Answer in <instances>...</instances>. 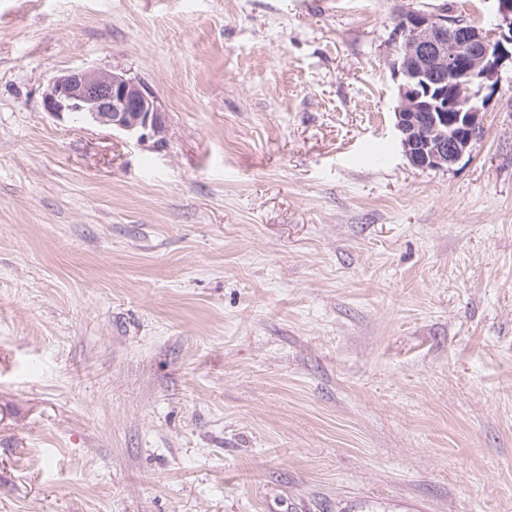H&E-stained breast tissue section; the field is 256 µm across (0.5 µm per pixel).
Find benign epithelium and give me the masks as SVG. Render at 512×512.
<instances>
[{"label":"benign epithelium","mask_w":512,"mask_h":512,"mask_svg":"<svg viewBox=\"0 0 512 512\" xmlns=\"http://www.w3.org/2000/svg\"><path fill=\"white\" fill-rule=\"evenodd\" d=\"M495 2V38L443 14L411 13L399 22L395 127L418 167L455 164L483 134V109L512 65V0ZM43 105L60 120L109 127L138 142H159L165 131L153 92L124 73L65 72L49 84Z\"/></svg>","instance_id":"7a95c632"}]
</instances>
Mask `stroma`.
Returning a JSON list of instances; mask_svg holds the SVG:
<instances>
[{"mask_svg": "<svg viewBox=\"0 0 512 512\" xmlns=\"http://www.w3.org/2000/svg\"><path fill=\"white\" fill-rule=\"evenodd\" d=\"M493 9L0 0V512H512V68L451 167L394 116L398 19ZM43 105L60 120L109 127L137 142H160L165 131L164 116L153 92L125 73L65 72L49 84Z\"/></svg>", "mask_w": 512, "mask_h": 512, "instance_id": "1", "label": "stroma"}]
</instances>
